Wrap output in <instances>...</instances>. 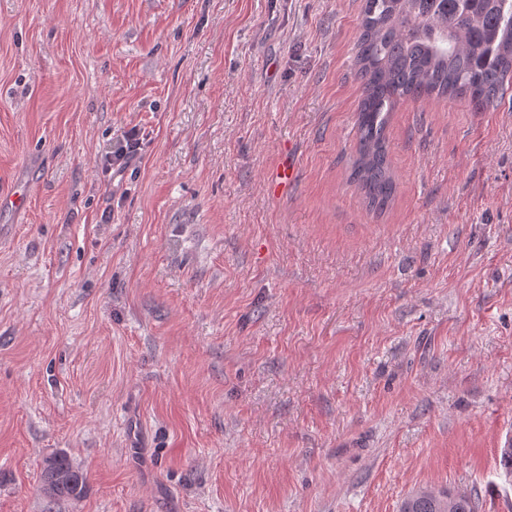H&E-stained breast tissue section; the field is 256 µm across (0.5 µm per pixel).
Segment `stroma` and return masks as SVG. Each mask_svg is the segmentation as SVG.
I'll list each match as a JSON object with an SVG mask.
<instances>
[{"instance_id":"35a3bbf8","label":"stroma","mask_w":512,"mask_h":512,"mask_svg":"<svg viewBox=\"0 0 512 512\" xmlns=\"http://www.w3.org/2000/svg\"><path fill=\"white\" fill-rule=\"evenodd\" d=\"M361 0H0V512H512V80L349 180ZM137 129L113 182L101 162ZM292 150L295 182L269 184ZM65 450L83 497L52 501ZM29 202V191L27 186L20 183H14L10 190L0 194V212L1 209H21L27 206ZM86 477L62 449L45 457L43 485L50 490L49 499H78L85 487ZM454 490L434 492L427 488L419 489L404 499L400 512H448V496H452Z\"/></svg>"}]
</instances>
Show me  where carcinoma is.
I'll return each instance as SVG.
<instances>
[{"mask_svg": "<svg viewBox=\"0 0 512 512\" xmlns=\"http://www.w3.org/2000/svg\"><path fill=\"white\" fill-rule=\"evenodd\" d=\"M363 84L357 156L350 177L370 207L393 199L396 176L386 129L404 99L464 98L476 112L497 105L512 73V0H363L355 60ZM86 477L62 449L45 457L43 485L51 499H78ZM419 489L400 512H476L472 497Z\"/></svg>", "mask_w": 512, "mask_h": 512, "instance_id": "carcinoma-1", "label": "carcinoma"}]
</instances>
